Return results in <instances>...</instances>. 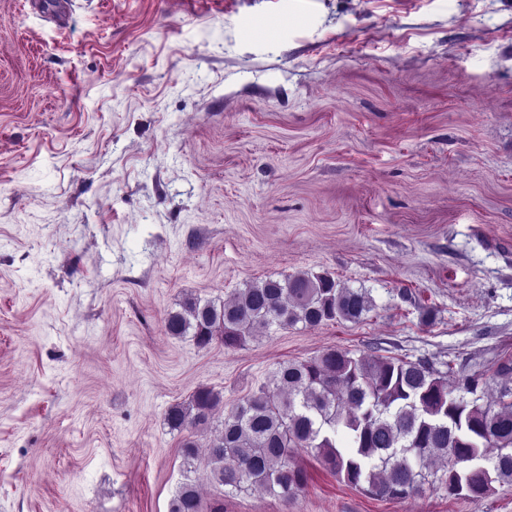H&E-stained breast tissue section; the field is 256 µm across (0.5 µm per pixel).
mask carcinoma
Instances as JSON below:
<instances>
[{
	"label": "carcinoma",
	"instance_id": "cac0c4a2",
	"mask_svg": "<svg viewBox=\"0 0 512 512\" xmlns=\"http://www.w3.org/2000/svg\"><path fill=\"white\" fill-rule=\"evenodd\" d=\"M370 309L365 292L340 288L328 274L298 273L250 284L219 306L189 299L169 314L166 330L191 331L202 347L216 338L238 347L273 326L356 323ZM220 402L219 393L200 388L188 405L168 410L167 425H206ZM301 448L376 497L406 498L427 486L482 497L494 483L512 482V387L493 398L487 384L465 377L451 390L425 362L338 349L283 363L224 417L207 452L211 481L227 493L260 488L286 501L307 481L295 461ZM170 512H202L193 481L179 487Z\"/></svg>",
	"mask_w": 512,
	"mask_h": 512
}]
</instances>
